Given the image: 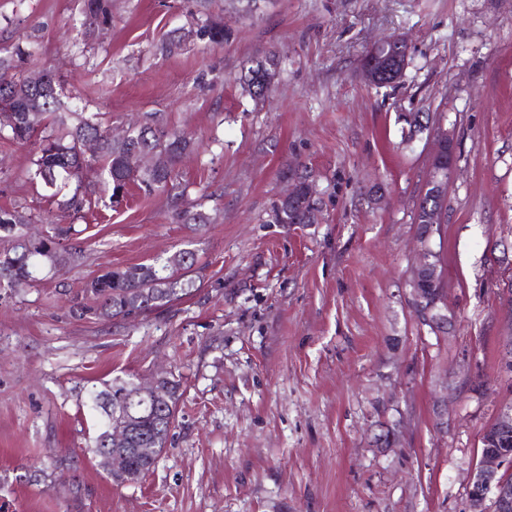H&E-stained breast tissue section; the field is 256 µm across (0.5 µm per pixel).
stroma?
<instances>
[{
	"label": "stroma",
	"instance_id": "35a3bbf8",
	"mask_svg": "<svg viewBox=\"0 0 512 512\" xmlns=\"http://www.w3.org/2000/svg\"><path fill=\"white\" fill-rule=\"evenodd\" d=\"M0 0V47L59 75L113 127L192 137L165 194L130 185L76 220L85 259L0 288V512H467L486 425L512 400L499 291L512 280V0ZM224 25L211 45L197 31ZM407 38L398 87L360 72L370 48ZM275 59L265 97L245 87ZM456 132L447 222L432 237L448 322L423 325L411 269L430 132ZM35 143L0 140V209L40 230L62 212L30 179ZM307 169L319 221L275 224L286 174ZM190 248L191 297L131 319L79 318L107 266ZM171 375V443L118 485L91 444L87 386ZM448 399V427L435 407Z\"/></svg>",
	"mask_w": 512,
	"mask_h": 512
}]
</instances>
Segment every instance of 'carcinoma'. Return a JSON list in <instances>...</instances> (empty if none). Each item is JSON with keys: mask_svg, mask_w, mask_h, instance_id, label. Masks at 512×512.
Here are the masks:
<instances>
[{"mask_svg": "<svg viewBox=\"0 0 512 512\" xmlns=\"http://www.w3.org/2000/svg\"><path fill=\"white\" fill-rule=\"evenodd\" d=\"M89 25L105 18L104 0H85ZM200 36L212 44L224 43V25L201 26ZM26 50L16 47L7 56L0 55V138L18 143H38L33 161V178L63 195L60 209L74 219L82 217L94 205L82 181L84 169L97 164L112 184V197L118 198L135 182L150 191H160L171 199L176 216L184 224L201 226L208 221L202 211L179 208L184 195L176 170L191 150V139L169 133L148 123L131 125L124 137L112 136V127L96 113L79 112L62 100L63 90L55 75L46 72V81L33 86L27 76L17 71L14 58H23ZM271 69L264 64L250 70L249 91L263 94L270 84ZM93 141L96 154L83 155V146ZM289 177L302 187L294 199L283 198L273 210L276 224L317 223V202L307 189L310 175L291 170ZM445 201L430 194L419 199L414 223L422 225L430 213L444 208ZM30 219L17 210H0V285L23 288L36 281L45 267L57 268L78 263L83 251L72 243L78 234L74 224H53L44 233L30 231ZM203 280V268L197 254L189 248L174 251L151 264L107 269L87 283L85 291L96 306L81 309L84 315L97 318H127L169 307L192 295ZM179 400V383L169 377L161 379L156 390L141 393L130 379L114 378L102 386L86 389V404L95 412L96 432L93 448L97 456L112 451V430L120 425L129 428L125 465L109 476L118 484L135 483L156 463L137 452L139 448H167Z\"/></svg>", "mask_w": 512, "mask_h": 512, "instance_id": "obj_1", "label": "carcinoma"}]
</instances>
